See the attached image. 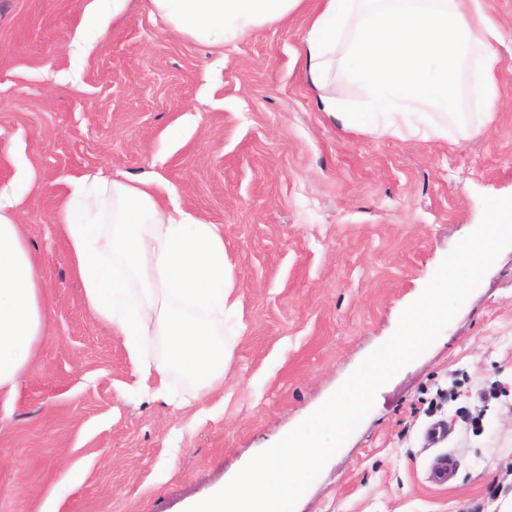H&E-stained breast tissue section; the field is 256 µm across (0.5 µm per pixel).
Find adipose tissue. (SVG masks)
Returning <instances> with one entry per match:
<instances>
[{
    "instance_id": "adipose-tissue-1",
    "label": "adipose tissue",
    "mask_w": 512,
    "mask_h": 512,
    "mask_svg": "<svg viewBox=\"0 0 512 512\" xmlns=\"http://www.w3.org/2000/svg\"><path fill=\"white\" fill-rule=\"evenodd\" d=\"M303 0H150L169 28L201 44L232 42L287 19ZM501 31L485 0H318L301 56L324 88L344 71L363 93L359 109L333 96L320 111L359 132L444 138L459 110L461 70L475 63L483 116L502 97L495 72ZM60 210L67 258L88 308L121 338L145 389L164 394L176 369L202 388L223 377L224 312L234 286L219 227L165 207L155 175L68 178ZM17 196L0 191V397L13 399L19 374L46 325L43 279L18 224ZM161 338L164 356L145 345Z\"/></svg>"
}]
</instances>
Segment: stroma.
<instances>
[{
    "label": "stroma",
    "mask_w": 512,
    "mask_h": 512,
    "mask_svg": "<svg viewBox=\"0 0 512 512\" xmlns=\"http://www.w3.org/2000/svg\"><path fill=\"white\" fill-rule=\"evenodd\" d=\"M506 94L427 141L318 111L295 53L309 7L224 46L172 33L148 0L106 31L93 0H0V187L20 206L51 312L0 401V512H186L320 407L395 333L483 197L512 196V0H487ZM92 49L75 61L71 45ZM154 173L219 225L238 302L203 399L145 392L66 257V179ZM447 423L450 486L428 480ZM512 499V246L454 319L378 390L295 512H490Z\"/></svg>",
    "instance_id": "35a3bbf8"
}]
</instances>
